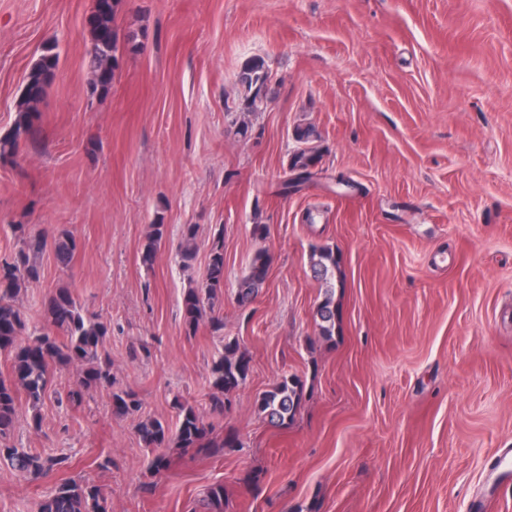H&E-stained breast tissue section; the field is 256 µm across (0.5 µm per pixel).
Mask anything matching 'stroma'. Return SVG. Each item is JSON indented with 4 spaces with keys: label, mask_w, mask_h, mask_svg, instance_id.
I'll use <instances>...</instances> for the list:
<instances>
[{
    "label": "stroma",
    "mask_w": 512,
    "mask_h": 512,
    "mask_svg": "<svg viewBox=\"0 0 512 512\" xmlns=\"http://www.w3.org/2000/svg\"><path fill=\"white\" fill-rule=\"evenodd\" d=\"M93 0H0V134L17 118L31 63L59 64L40 106L37 143L0 159V262L13 227L67 230L69 267L52 252L22 294L44 323L56 289L112 326L105 350L139 414L111 391L67 394L56 375L33 423L16 404L13 444L61 464L33 480L0 459V512H37L69 478L101 486L112 512H199L211 486L225 512H512L500 455L512 448V0H120L124 53L112 88L91 95ZM272 72L267 111L242 139L226 111L243 62ZM321 134L314 177L288 168L294 128ZM166 234L152 268L149 226ZM264 224V237L253 233ZM198 227L191 270L176 262ZM224 240V288L186 335L182 298ZM343 260L340 334L318 339L312 246ZM271 257L253 303L237 284L257 251ZM237 340L251 371L224 414L209 406L211 366ZM284 374L306 395L275 428L257 397ZM196 406L218 454L169 448L150 473L140 417L175 423L174 397ZM151 231L148 234L147 242L141 252V263L146 267H151L154 263L156 250L165 234V224L163 218L157 216L152 224H150Z\"/></svg>",
    "instance_id": "1"
}]
</instances>
